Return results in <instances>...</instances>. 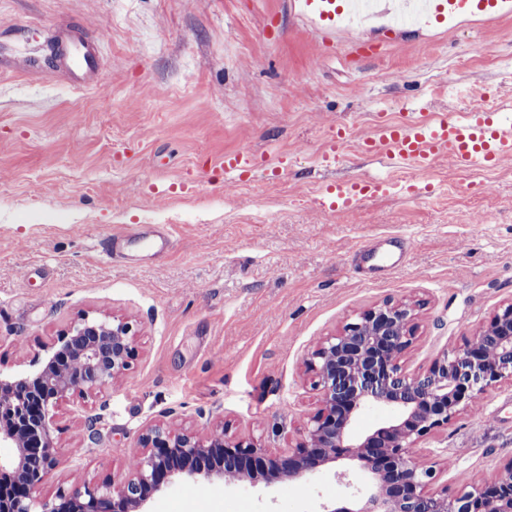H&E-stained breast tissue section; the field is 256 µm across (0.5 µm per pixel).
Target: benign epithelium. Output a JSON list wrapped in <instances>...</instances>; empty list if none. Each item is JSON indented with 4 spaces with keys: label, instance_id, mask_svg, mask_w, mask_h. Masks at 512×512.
<instances>
[{
    "label": "benign epithelium",
    "instance_id": "1",
    "mask_svg": "<svg viewBox=\"0 0 512 512\" xmlns=\"http://www.w3.org/2000/svg\"><path fill=\"white\" fill-rule=\"evenodd\" d=\"M421 301L385 300L324 336L304 361L319 407L295 443L271 453L222 423L202 436L191 429L149 428L129 472L103 481L74 479L53 499L38 497L59 465L49 411L66 398L96 397L137 356L138 325L84 317L42 347L26 368L0 376V512H145L150 497L176 480L215 485L308 482L320 467L347 460L364 474L365 496L321 512H512V461L492 479L430 490L433 467L417 457L433 430L451 423L481 394L512 381V303L496 310L463 346L409 374L402 359L416 339ZM394 411L360 435L361 413Z\"/></svg>",
    "mask_w": 512,
    "mask_h": 512
}]
</instances>
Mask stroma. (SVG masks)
Returning <instances> with one entry per match:
<instances>
[{
	"label": "stroma",
	"mask_w": 512,
	"mask_h": 512,
	"mask_svg": "<svg viewBox=\"0 0 512 512\" xmlns=\"http://www.w3.org/2000/svg\"><path fill=\"white\" fill-rule=\"evenodd\" d=\"M288 2L0 0V51L40 48L62 24L103 49L102 79L87 90L43 64L0 72V373L87 315L142 327L122 378L54 411L60 465L40 497L76 476L125 473L141 434L162 422L204 434L221 418L283 451L317 409L306 353L356 313L423 301L402 360L414 373L512 301V159L481 173L443 160L414 195L396 187L345 214L319 206L326 184L406 176L356 146L378 115L455 119L473 100L512 99V17L400 37L349 24L326 46ZM358 42L379 50L352 56ZM340 126L348 139L325 165ZM244 146L258 166L226 179L225 152ZM158 224L171 232L162 256L136 241L108 261L95 249L114 229ZM394 234L408 243L391 270ZM420 448L434 490L494 477L512 461V383ZM364 486L340 461L304 484L179 481L148 508L318 512Z\"/></svg>",
	"instance_id": "stroma-1"
}]
</instances>
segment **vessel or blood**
Here are the masks:
<instances>
[{
  "label": "vessel or blood",
  "mask_w": 512,
  "mask_h": 512,
  "mask_svg": "<svg viewBox=\"0 0 512 512\" xmlns=\"http://www.w3.org/2000/svg\"><path fill=\"white\" fill-rule=\"evenodd\" d=\"M435 11L452 22L477 10L498 16L512 15V0H432ZM293 8L303 17L316 21L323 34H330L342 16L339 0H292ZM43 63L60 70L69 86L87 88L102 77V54L96 40L74 33L51 36L41 55ZM360 148L381 153L391 161L406 165L410 175L401 183L405 192H413L424 183L435 165L450 161L463 172H479L498 167L512 158V120L500 107L472 104L458 119L440 117L431 122L380 119ZM258 163L255 152L242 148L225 153L224 174L243 179ZM389 180L377 178L339 181L327 185L320 196V206L331 213L352 211L361 198L380 196L392 188Z\"/></svg>",
  "instance_id": "b4317fda"
}]
</instances>
